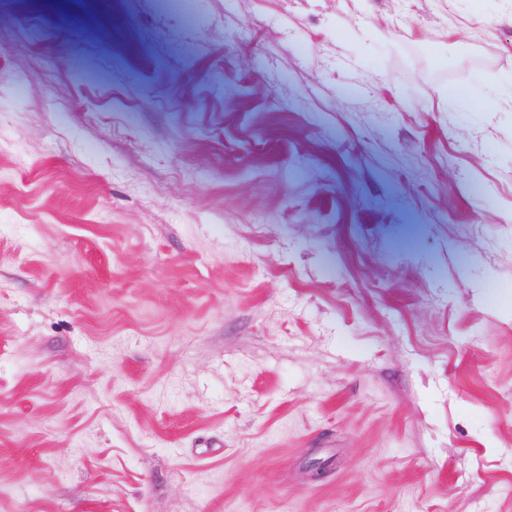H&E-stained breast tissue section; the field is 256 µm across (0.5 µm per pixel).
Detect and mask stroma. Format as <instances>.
Segmentation results:
<instances>
[{
	"label": "stroma",
	"instance_id": "1",
	"mask_svg": "<svg viewBox=\"0 0 512 512\" xmlns=\"http://www.w3.org/2000/svg\"><path fill=\"white\" fill-rule=\"evenodd\" d=\"M0 512H512V0H0Z\"/></svg>",
	"mask_w": 512,
	"mask_h": 512
}]
</instances>
